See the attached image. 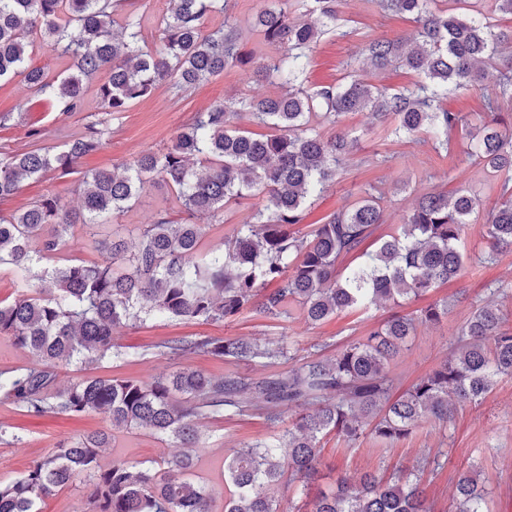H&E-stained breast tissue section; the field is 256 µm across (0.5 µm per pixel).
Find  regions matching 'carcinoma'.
<instances>
[{"label":"carcinoma","instance_id":"cac0c4a2","mask_svg":"<svg viewBox=\"0 0 512 512\" xmlns=\"http://www.w3.org/2000/svg\"><path fill=\"white\" fill-rule=\"evenodd\" d=\"M123 2L0 0V82L22 75L34 97L70 113L81 111L88 82L105 72L98 96L109 115L150 96L160 82L185 91L228 67L248 69L283 92L216 101L196 113L167 151L143 152L120 170L84 174L77 211L46 196L0 217V265L39 282L35 294L0 302V337L32 359L24 368L0 371V400L33 416L96 412L114 429H149L184 448L146 469L120 455L104 467L100 459L110 434L74 437L0 483V512H39L40 501L78 482L87 488L89 512H215L213 490L190 476L200 423L253 408L274 428L285 408L307 405L311 410L281 436L287 455H279L274 442L255 439L224 459V512H280L274 491L298 482L304 492L318 475L323 434L334 431L353 442L368 426L374 437L394 443L423 421L448 424L458 409L485 397L498 377L512 376V330L503 329L509 312L488 301L460 328L448 358L391 399L394 358L411 348L419 325L448 315V302L436 300L391 315L330 357H306L258 381L185 369L149 381L76 376L57 385L60 369L124 358L115 333L129 323H218L244 313L274 321L290 318L295 307L313 325L349 308L422 296L462 274L464 228L481 213L491 250L512 246V66L499 71L496 85L483 95L487 119L469 132L470 156L494 176L505 175L490 209L463 187L427 193L393 233L378 238L373 252L362 247L385 223L382 197L373 194L327 215L307 237L290 231L302 222L307 202L334 182L348 153V136L324 137L318 119L334 125L350 112L368 110L394 120L387 135L423 134L432 149L452 152L451 135L467 124V115L448 109V92L477 85V64L493 60L504 44L512 50V28L493 23L481 0H375L381 12L409 16L418 25L414 48L402 40L369 41L360 51L376 70L397 61L418 76L395 92L360 78L354 65L344 82L308 88L317 43L343 27L340 0H270L253 25L274 48L272 56L241 50L234 0H170L155 50L141 45V17L118 15ZM215 14L223 22L209 30L206 22ZM39 37L70 61L68 74L50 80L30 66ZM242 112L274 133L237 127ZM107 133L95 122L60 149L1 156L0 199L17 194L30 178L76 173L79 160L97 151ZM155 179L172 192L182 222L173 223L162 210L153 223L140 225L132 252L114 233L98 243L99 262L64 257L75 228L97 236ZM246 196L261 199L250 220L237 225L224 248L204 250L196 216H218ZM357 252L360 264L339 269L340 259ZM272 283L275 288L265 290ZM156 348L172 359L196 354L263 359L267 366L294 359L285 342L262 347L244 338L184 336ZM487 495L472 464L458 476L448 512H486ZM312 512L436 510L417 469L340 474L332 489L315 496Z\"/></svg>","mask_w":512,"mask_h":512}]
</instances>
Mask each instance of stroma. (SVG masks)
I'll return each mask as SVG.
<instances>
[{"mask_svg": "<svg viewBox=\"0 0 512 512\" xmlns=\"http://www.w3.org/2000/svg\"><path fill=\"white\" fill-rule=\"evenodd\" d=\"M340 11L346 20L345 33L322 37L311 57L309 86L341 82L346 74V62L363 43L415 33L411 20L384 16L374 0H342ZM511 60L508 55H501L485 66L481 87L460 90L449 98V109L468 116L467 128L452 135L456 144L452 156L437 153L414 137L387 138L382 124L366 112H353L339 124L321 126L320 131L326 137L341 131L347 133L352 148L335 182L324 194L307 203L304 219L295 225V233L305 235L320 219L352 206L375 188L385 194L386 221L379 228L383 234L401 223L418 198L429 192H449L465 186L481 196L484 203H492L496 198V180L481 164L468 157L466 150L470 127L480 123L482 94L493 87L498 70ZM97 88V83H90L81 111L63 114L47 103L34 101L22 77L0 84V114L11 116L8 125L0 127L2 154L62 147L82 134L92 122L107 121L111 129L103 147L81 159L76 174L61 177L49 172L26 181L18 194L0 200V217L10 216L45 195L58 196L70 208H78L80 173L109 170L132 162L140 152H156L171 146L194 113L203 111L214 101L232 97L261 99L280 92L277 85L233 68L183 91L176 98L171 96L166 84H159L149 97L133 101L126 112L111 119L101 110ZM26 102L31 103V110L20 111V104ZM254 203V198L247 197L230 204L222 215L202 217L205 248L222 247L225 237L231 236L235 226L252 214ZM161 209L168 210L173 222L181 221L182 215L169 188L158 181L145 189L138 203L120 216L116 225H102L99 237L108 239L116 233L128 245H135L134 227L152 223ZM464 244L467 259L463 275L434 289L425 299L405 300L395 309L349 311L320 325L307 324L297 316L278 322L247 315L221 323L150 319L118 330L117 341L128 353L126 360L78 370L65 369L60 372L58 382L66 384L78 373L148 381L183 368L217 377L232 374L262 379L274 374L275 369L258 360L218 361L199 355L174 360L156 355L154 347L180 336L243 337L266 346L287 342L290 353L299 359L313 355L329 357L347 341L365 336L391 313L407 314L421 308L424 302L448 300L447 317L437 324L419 326L411 349L402 352L390 366L393 392L402 394L419 376L448 357L457 332L474 308L489 300L512 304V248L500 249L494 261H485L487 240L479 220L467 225ZM107 426L105 418L96 413L34 417L0 402V481L19 477L33 460L45 455L58 441ZM272 433V428L256 410L205 421L194 472L199 481L212 487L216 506L224 504L225 456L242 443ZM322 445L324 465L316 481L319 487H327L339 471L357 475L381 469L408 471L419 466L424 470L422 486L427 496L443 510L448 505V494L457 475L474 464L489 492L488 512H512V376L502 377L482 401L458 411L448 426L424 422L410 437L387 448L367 433L353 444L338 441L330 434ZM112 446L113 453L104 454L102 464H109L116 453L147 465L180 451L174 439L158 437L142 428L115 432ZM433 458L438 461L434 467L429 464Z\"/></svg>", "mask_w": 512, "mask_h": 512, "instance_id": "35a3bbf8", "label": "stroma"}]
</instances>
